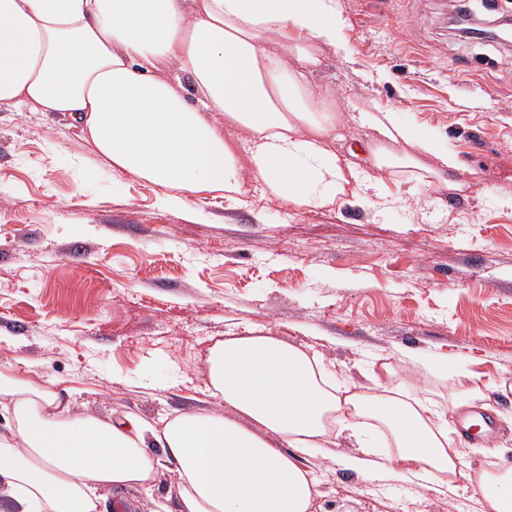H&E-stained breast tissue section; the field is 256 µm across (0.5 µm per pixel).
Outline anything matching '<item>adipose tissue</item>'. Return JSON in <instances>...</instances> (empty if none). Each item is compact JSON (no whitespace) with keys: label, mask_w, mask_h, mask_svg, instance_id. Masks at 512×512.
Masks as SVG:
<instances>
[{"label":"adipose tissue","mask_w":512,"mask_h":512,"mask_svg":"<svg viewBox=\"0 0 512 512\" xmlns=\"http://www.w3.org/2000/svg\"><path fill=\"white\" fill-rule=\"evenodd\" d=\"M325 46L347 48L336 0H0V111L68 114L113 174L159 187L165 206L212 191L242 204L247 167L269 198L327 205L348 180L326 143L336 105L310 88ZM361 119L381 138L366 157L376 169L437 156L451 166L429 128L393 112ZM399 360L450 384L448 396L417 395L390 364L367 383H338L302 346L230 336L203 365L204 393L223 412L157 425L129 413L63 416L58 391L0 365V408L13 421L0 435V503L99 512L103 491L147 486L166 463L181 512H309L318 480L291 448H340L341 465L366 480L456 475L466 462L447 412L473 406L482 389L466 362L411 351ZM478 490L485 512H512V467L484 472Z\"/></svg>","instance_id":"ef3b65f1"}]
</instances>
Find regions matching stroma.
I'll return each mask as SVG.
<instances>
[{
	"instance_id": "35a3bbf8",
	"label": "stroma",
	"mask_w": 512,
	"mask_h": 512,
	"mask_svg": "<svg viewBox=\"0 0 512 512\" xmlns=\"http://www.w3.org/2000/svg\"><path fill=\"white\" fill-rule=\"evenodd\" d=\"M338 5L349 50L322 49L309 80L335 102L329 142L358 177L330 205L279 203L253 181L241 207L219 193L165 207L158 188L91 162L65 114L0 112V365L65 380L73 411L155 421L197 408L204 359L227 336L271 332L355 381L374 355L461 356L493 432L454 444L473 470L512 466V209L495 203L512 193V42L455 34L454 0ZM378 109L433 129L454 189L355 156L378 137L360 114ZM300 463L319 481L312 512H484L472 486ZM106 497L179 512L164 469L149 490Z\"/></svg>"
}]
</instances>
